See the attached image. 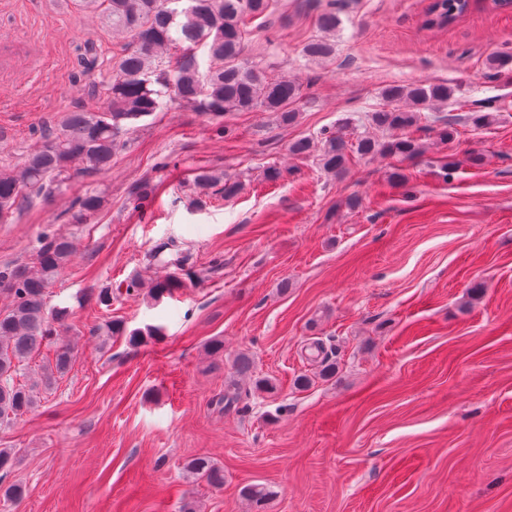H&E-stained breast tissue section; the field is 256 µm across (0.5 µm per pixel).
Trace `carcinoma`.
<instances>
[{
  "label": "carcinoma",
  "instance_id": "cac0c4a2",
  "mask_svg": "<svg viewBox=\"0 0 512 512\" xmlns=\"http://www.w3.org/2000/svg\"><path fill=\"white\" fill-rule=\"evenodd\" d=\"M100 2L105 4L102 16L113 34L126 39L110 77L102 84L104 106L96 112L67 113L59 131L46 136L17 171L0 172V223L9 220L24 200L48 196L74 176L108 168L119 137L175 101L211 117L226 112H275L280 123L289 125L299 115L295 105L302 98L300 86L244 60L247 20L266 19L271 0H183L184 6L176 12L168 7V0H85V5L96 8ZM468 8L469 0H435L426 24L444 27ZM337 21L336 2L331 0L318 18L319 27L332 33ZM304 52L310 58L325 59L333 47L328 39L321 38L309 43ZM453 97L454 88L446 83L388 85L382 90L386 106L369 118V124L385 137L360 133L347 140L338 131L325 133L316 142L299 139L291 144L290 151L297 156L317 153L322 168L329 173L342 171L352 154L414 158L423 152V144L409 135L408 129L419 121L442 123L438 136L443 141L454 137V123L434 114ZM400 101L408 108L394 106ZM102 203L97 194L78 199L72 214L74 223H84ZM73 254L68 238L46 233L35 266L0 267V295L10 298V305L0 311V424L34 410L41 392L52 389L71 367L73 350L61 344L55 346L53 358L47 359L37 376L18 379L22 367L66 328L70 310L49 308L47 288L71 263ZM181 284L177 274H170L153 282L148 295L158 300ZM96 334L105 343L112 337H123L129 345L138 346L158 339L161 328L130 330L113 319L99 326ZM234 370L253 379L260 390L271 388L268 380L256 377L255 361L245 353L236 358ZM186 470L214 489L224 487V470L207 457L194 458ZM24 495L21 485L0 482L3 502L15 505ZM240 495L258 503L269 496V490L260 484H247Z\"/></svg>",
  "mask_w": 512,
  "mask_h": 512
}]
</instances>
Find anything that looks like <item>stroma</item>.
<instances>
[{"label": "stroma", "mask_w": 512, "mask_h": 512, "mask_svg": "<svg viewBox=\"0 0 512 512\" xmlns=\"http://www.w3.org/2000/svg\"><path fill=\"white\" fill-rule=\"evenodd\" d=\"M306 2L272 0L274 22L247 51L300 85L296 123L171 105L121 137L109 168L0 223V267L32 265L47 230L76 245L48 293L71 311L61 338L74 360L34 412L0 427L17 457L7 479L26 487L0 512H182L188 500L197 512H512V70L488 65L512 48V8L471 0L429 29L430 0H340L334 53L312 61L303 48L322 36L320 10ZM121 43L82 0H0V170L19 168L66 113L101 107ZM419 82L456 87L440 110L460 119L453 141L415 127L420 157L354 155L338 176L290 153L348 118L368 129L383 88ZM487 106L492 124L465 121ZM203 169L239 192L199 190ZM89 193L102 207L72 223ZM169 242L188 257L183 288L126 293L131 278L168 272L171 253L146 256ZM110 317L164 336L101 342ZM316 339L332 376L306 356ZM241 353L273 390L236 376ZM197 456L223 467L222 489L187 477ZM249 483L270 496L243 501Z\"/></svg>", "instance_id": "35a3bbf8"}]
</instances>
